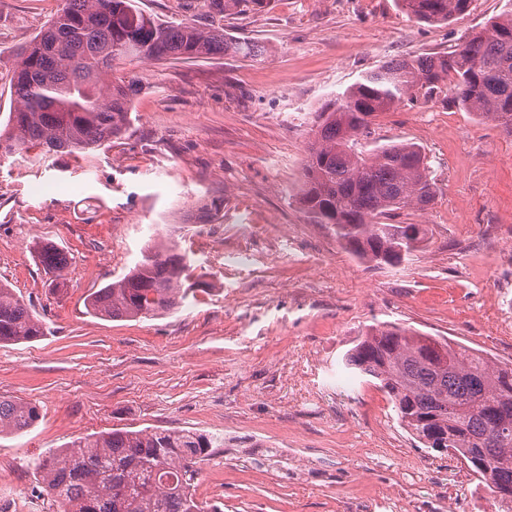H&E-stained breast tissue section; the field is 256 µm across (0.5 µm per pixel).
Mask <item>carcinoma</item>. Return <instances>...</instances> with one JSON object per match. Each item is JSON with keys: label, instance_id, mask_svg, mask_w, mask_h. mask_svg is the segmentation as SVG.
<instances>
[{"label": "carcinoma", "instance_id": "carcinoma-1", "mask_svg": "<svg viewBox=\"0 0 512 512\" xmlns=\"http://www.w3.org/2000/svg\"><path fill=\"white\" fill-rule=\"evenodd\" d=\"M63 7L17 54L10 77L16 105L0 131V158L38 160L58 153L87 160L130 126L136 80L114 76L115 64L145 60L255 58L258 43L224 33L220 19L266 6V0H202L204 22L165 21L137 0H62ZM420 22L440 24L470 0H400ZM443 96L512 133V13L489 19L448 52L391 60L367 72L316 113L314 141L296 203L309 223L324 224L344 247L377 265H399L426 240V228L398 220L424 211L436 183L411 142L373 150L356 137L377 114ZM32 253L63 285L68 259L54 244ZM189 258L165 245L148 247L120 279L90 295L89 311L112 320L151 319L179 307L195 287ZM46 335V325L0 282V343ZM344 365L378 381L403 428L426 447L460 457L506 512L512 499V365L482 351L398 322L370 325L343 356ZM41 414L30 402L0 398V435L29 430ZM493 443L487 474L474 449ZM216 438L190 431L114 429L56 450L34 463L43 490L63 512H207L193 487Z\"/></svg>", "mask_w": 512, "mask_h": 512}]
</instances>
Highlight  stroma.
Instances as JSON below:
<instances>
[{"label": "stroma", "mask_w": 512, "mask_h": 512, "mask_svg": "<svg viewBox=\"0 0 512 512\" xmlns=\"http://www.w3.org/2000/svg\"><path fill=\"white\" fill-rule=\"evenodd\" d=\"M61 6L0 0L1 128L16 54ZM511 9L471 0L426 24L399 0H270L224 19L260 57L124 61L138 81L130 128L95 158L0 160V281L47 326L40 340L0 344V397L41 414L0 437L13 512H62L36 495L34 461L117 428L217 437L195 486L215 512H496L463 461L424 448L341 358L368 325L399 322L512 364V134L437 98L359 135L364 150L422 146L437 183L428 210L402 216L428 242L397 267L353 256L295 195L316 112L362 73L448 50ZM215 198L217 219L194 221ZM43 240L68 258L63 287L31 254ZM154 241L190 258L198 286L180 307L140 321L88 314L89 295ZM257 448L297 455L288 469Z\"/></svg>", "instance_id": "stroma-1"}]
</instances>
